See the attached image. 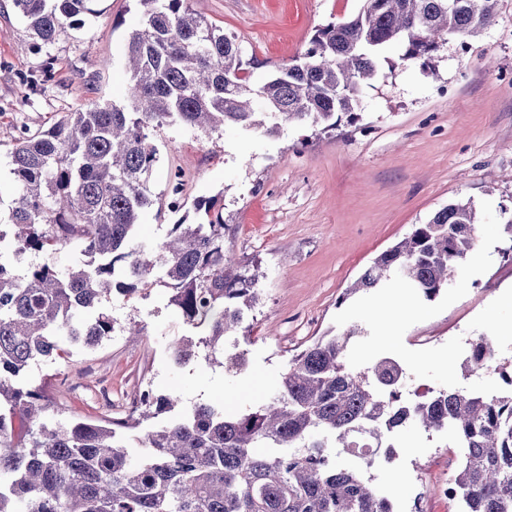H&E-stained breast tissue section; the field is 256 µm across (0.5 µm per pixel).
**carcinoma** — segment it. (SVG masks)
<instances>
[{"label":"carcinoma","instance_id":"cac0c4a2","mask_svg":"<svg viewBox=\"0 0 512 512\" xmlns=\"http://www.w3.org/2000/svg\"><path fill=\"white\" fill-rule=\"evenodd\" d=\"M90 2L12 0L34 38L28 50L39 54L65 24L83 23ZM137 2L125 102H95L46 130L22 131L11 152L12 255L70 247L89 261L15 267L0 254V512H398L393 489L375 488L341 458L369 463L407 425L451 437L456 512H512V362L496 358L484 337L471 342L464 371L486 367L511 386L506 392L448 387L413 399L398 359L348 366L352 329L292 354L276 391L237 414L217 404L177 413L176 398L148 385L122 419L42 421L55 403L25 372L125 331L102 303L113 293L146 294L156 268L197 336L169 344L179 366L194 359L195 344L218 362L225 337L261 299L264 273L226 248L219 198L196 201L200 222L170 225L155 245L138 238L141 213L155 204L145 187L157 161L151 132L179 123L207 134L233 126L273 134L280 120L334 129L354 114L388 51L426 62L447 38L481 34L500 0H365L357 14L315 29L301 55L260 84L236 37L190 0ZM56 65L45 55L26 78L30 88L51 81ZM476 223L471 202L448 204L380 253L342 300L390 281L434 299L465 266ZM132 443L144 449L136 459Z\"/></svg>","mask_w":512,"mask_h":512}]
</instances>
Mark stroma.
Masks as SVG:
<instances>
[{
  "label": "stroma",
  "instance_id": "35a3bbf8",
  "mask_svg": "<svg viewBox=\"0 0 512 512\" xmlns=\"http://www.w3.org/2000/svg\"><path fill=\"white\" fill-rule=\"evenodd\" d=\"M364 0H192L196 12L235 34L243 59L255 60L251 79L290 62L314 29L356 14ZM93 16L65 27L50 45L54 81L34 92L24 82L41 58L27 52L32 35L12 0H0V224L14 195L11 151L21 128L47 129L64 113L92 102L122 101L129 33L140 23L134 0H93ZM420 66L382 64L361 91L357 117L321 132L284 122L277 135L228 128L207 134L180 124L152 135L158 159L145 183L157 204L180 176L185 205L145 211L138 235L162 240L172 224L196 221L193 205L221 196L230 232L225 239L241 264H260L266 278L249 331L227 341L243 353L240 370L204 362L175 365L167 345L189 335L158 286L143 298L112 297L118 323L135 320L142 339L119 335L66 361L32 366L66 415L120 418L144 385L175 394L184 409L219 403L248 408L274 392L296 349L326 332L358 327L348 361L400 359L417 384L498 391L492 374L464 376L460 365L475 337L487 336L500 357L512 358V0H501L495 23L478 38H452ZM477 212L475 247L482 265L467 263L448 291L416 299L409 314L377 290L343 294L382 251L457 200ZM419 336L429 345L416 344ZM447 436L406 428L396 443L397 468L372 466L374 486L392 487L404 506L421 498L423 512H450L442 486L456 467Z\"/></svg>",
  "mask_w": 512,
  "mask_h": 512
}]
</instances>
